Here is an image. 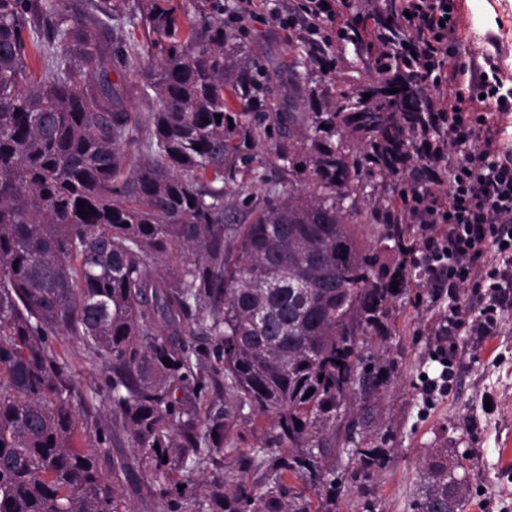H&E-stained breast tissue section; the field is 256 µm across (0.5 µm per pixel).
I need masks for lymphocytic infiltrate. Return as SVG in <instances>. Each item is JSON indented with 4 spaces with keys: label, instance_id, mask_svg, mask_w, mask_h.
I'll use <instances>...</instances> for the list:
<instances>
[{
    "label": "lymphocytic infiltrate",
    "instance_id": "obj_1",
    "mask_svg": "<svg viewBox=\"0 0 512 512\" xmlns=\"http://www.w3.org/2000/svg\"><path fill=\"white\" fill-rule=\"evenodd\" d=\"M407 14V46L379 43L381 58L408 69L428 93L441 133L428 143L433 170L448 168L445 193L426 196L415 211L417 265L449 295L478 289L479 309L462 306L450 313L471 335L491 336L500 311L512 303V147L480 108L482 97L495 99L501 113L512 112V92L505 91L497 65L464 68L458 62L455 0H395ZM348 0H301L308 32L320 36L329 51L336 35L346 32ZM475 86L464 94L463 85Z\"/></svg>",
    "mask_w": 512,
    "mask_h": 512
}]
</instances>
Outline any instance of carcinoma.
Listing matches in <instances>:
<instances>
[{"label": "carcinoma", "instance_id": "1", "mask_svg": "<svg viewBox=\"0 0 512 512\" xmlns=\"http://www.w3.org/2000/svg\"><path fill=\"white\" fill-rule=\"evenodd\" d=\"M56 2L0 0V512H133L77 443L67 365L50 343L61 334L108 363L112 425L134 449L122 470L150 473L167 512H310L306 490L335 512L336 462L368 476L387 452L351 447L340 420L359 367L382 384L364 352L386 341L412 278L380 257L405 250L406 212L429 190L428 99L379 64L327 96L310 85L309 49L288 78L298 111L281 112V73L224 32L221 0H144L158 62L141 73L156 105L143 117L109 77L140 59L112 31V0L92 21ZM375 17L404 43L391 4ZM267 141L306 184L244 220L271 193L254 171ZM377 176L393 201L368 244L342 192ZM219 369L224 413L202 426ZM246 411L270 419L248 453L235 434ZM174 459L229 466L200 494L174 479ZM466 469L448 446L430 449L411 512H464Z\"/></svg>", "mask_w": 512, "mask_h": 512}]
</instances>
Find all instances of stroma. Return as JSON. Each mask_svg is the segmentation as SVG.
Wrapping results in <instances>:
<instances>
[{
	"mask_svg": "<svg viewBox=\"0 0 512 512\" xmlns=\"http://www.w3.org/2000/svg\"><path fill=\"white\" fill-rule=\"evenodd\" d=\"M223 2L228 30L252 55L283 69L298 59L306 34L289 14L299 0H257L249 14L241 12L238 0ZM139 13L138 0H115L113 22L128 42L144 49L143 60L151 66L155 57L146 51ZM458 16L462 62L480 66L494 57L512 80V0H459ZM469 297L464 290L450 299L431 280L409 283L384 345L385 382L358 399L342 420L352 426L358 443L388 449L389 454L367 480L354 468L339 466L345 489L336 499V512H410L418 462L428 448L443 443L470 458L465 512H512V307L502 312L496 335L473 336L448 320L453 302ZM450 337L458 350L448 388L426 395L422 379L439 377L442 367L434 359L435 349ZM52 346L68 363L72 405L83 426L81 447H106L99 457L100 474L105 482L120 484L134 512H161L157 483L141 472L125 475L121 465L132 450L110 441L105 362L90 358L73 336L53 339Z\"/></svg>",
	"mask_w": 512,
	"mask_h": 512,
	"instance_id": "obj_1",
	"label": "stroma"
}]
</instances>
